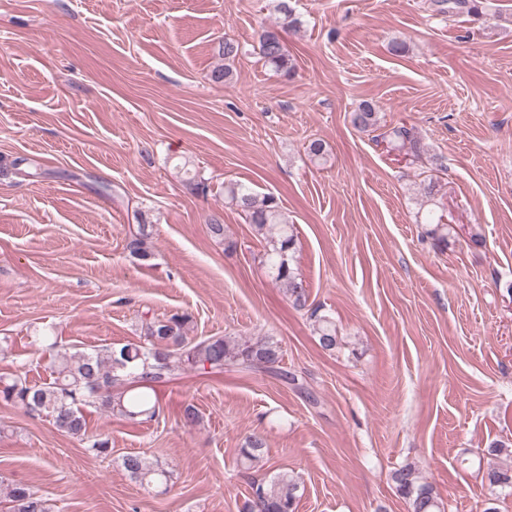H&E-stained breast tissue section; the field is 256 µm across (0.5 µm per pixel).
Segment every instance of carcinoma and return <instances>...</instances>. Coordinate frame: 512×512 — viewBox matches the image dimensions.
I'll list each match as a JSON object with an SVG mask.
<instances>
[{"label": "carcinoma", "mask_w": 512, "mask_h": 512, "mask_svg": "<svg viewBox=\"0 0 512 512\" xmlns=\"http://www.w3.org/2000/svg\"><path fill=\"white\" fill-rule=\"evenodd\" d=\"M438 11L479 15L477 0H434ZM281 21L261 30L258 36V54L275 72L289 76L294 67L288 56L280 30L298 26L292 9L281 0L277 5ZM218 53L225 64L212 72L215 82H222L232 74L231 62L239 53V45L226 40L219 44ZM350 122L359 132L373 134V140L386 143L416 160L421 159V147L413 129L400 123L390 130L376 134L379 129V110L375 103L364 100L351 112ZM224 203L236 207L255 230H277L267 241L263 262L272 272L274 280L285 287L288 300L297 309L307 307L309 291L301 275L290 263L289 252L295 239L288 224V217L279 200L271 195L259 196L242 183L224 184ZM153 225L140 224L129 238L126 249L129 255L147 263L153 256ZM314 332L322 349L331 351L339 343L336 325L331 318L311 310ZM192 318L186 313H176L165 319H149L143 325V341L120 347L93 349L89 352L70 353L53 350L52 381L31 386L22 380L10 383L0 381V399L18 404L27 412L50 417L57 429L82 438L87 433L84 408L94 406L115 413L124 419L144 423L152 421L159 413L155 385L165 382L177 369H222L236 365L244 370L270 374L282 383L299 387L295 374L283 369L282 349L271 336L260 337H210L195 343L187 342ZM265 453V441L251 436L240 449L242 472L248 473L253 464ZM123 469L142 485L165 484L169 473L148 463L141 456L129 454L122 459ZM390 480L399 496L405 499L410 512H447L445 503L434 488L420 483L409 464L394 469ZM252 499L243 512H295L298 483L293 476L280 472L268 481L250 482ZM10 512H50L47 501L30 491L23 483L9 486Z\"/></svg>", "instance_id": "cac0c4a2"}]
</instances>
